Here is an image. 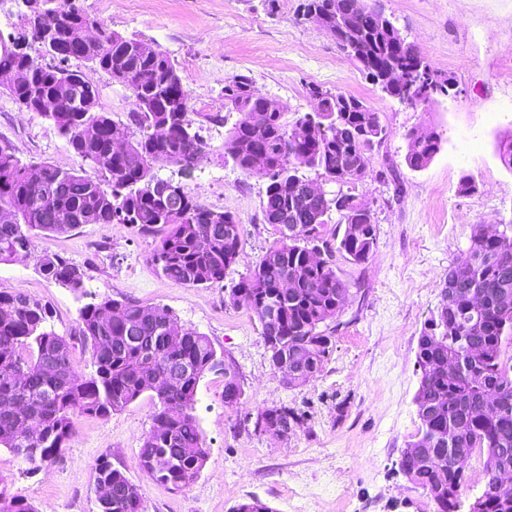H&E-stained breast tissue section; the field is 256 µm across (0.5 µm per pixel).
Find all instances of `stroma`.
Wrapping results in <instances>:
<instances>
[{
    "instance_id": "stroma-1",
    "label": "stroma",
    "mask_w": 512,
    "mask_h": 512,
    "mask_svg": "<svg viewBox=\"0 0 512 512\" xmlns=\"http://www.w3.org/2000/svg\"><path fill=\"white\" fill-rule=\"evenodd\" d=\"M301 0H78L88 15L126 38L151 44L177 64L207 144L192 171L159 163V178L183 185L200 203L241 222L242 251L224 284L188 287L165 278L152 262L158 236L127 224H86L33 241V255L0 263V290H20L52 313L55 331L78 333L80 308L104 298L163 307L185 328L205 334L222 351L244 392L237 410L224 405V375L209 372L198 387L194 413L210 456L200 476L174 490L151 480L140 448L153 426L157 401L142 395L107 417L81 414L60 462L29 471L0 447V490L28 499L37 512H98L95 467L109 458L139 492L142 512H232L255 497L273 512H435L426 492L399 470L420 421L413 397L420 372L415 352L426 319L440 301L449 264L468 244L474 225H512V170L499 142L512 133V0H366L381 9L408 42L454 82L432 102L401 103L374 85L334 37L304 20ZM99 92L98 109L127 125L130 91L101 69L74 60ZM251 78L257 95L277 100L285 122L313 111L308 85L362 99L388 136L352 194L372 201L378 243L361 266L336 257L348 287L335 349L317 378L287 387L269 364L253 313L232 306L225 287L254 268L275 242L262 221L264 180L245 176L224 155L239 118L224 107L228 77ZM220 112L224 121L207 122ZM439 133L429 165L405 162L410 131ZM25 163L78 167L79 158L48 121L21 111L0 91V141ZM392 163L401 181L377 178ZM474 185L460 190L463 180ZM49 251L78 265L85 294L43 276L37 253ZM288 406L304 421L287 437L256 434L250 416Z\"/></svg>"
}]
</instances>
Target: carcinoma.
<instances>
[{"label":"carcinoma","mask_w":512,"mask_h":512,"mask_svg":"<svg viewBox=\"0 0 512 512\" xmlns=\"http://www.w3.org/2000/svg\"><path fill=\"white\" fill-rule=\"evenodd\" d=\"M301 9L305 20L332 25L336 11L345 13L349 24L339 33V46L369 79L390 71V84L379 87L391 97L426 103L435 97L431 78L450 81L363 0H304ZM87 18L71 0H57L28 30L23 50L0 37V73L29 72L8 94L17 103L43 104L36 113L54 124L82 162L77 169L28 165L0 141V263L28 256L34 234L52 237L84 224L121 223L142 236L163 232L152 262L167 279L219 285L241 253L238 217L202 205L182 185L153 173L161 162L192 170L206 149L174 61L114 32L54 66L40 61L46 41L69 44ZM72 59L108 72L130 90V118L139 137L130 139L126 128L97 110L98 91L90 81L58 96L59 78L73 72L67 65ZM309 92L318 98L317 110L296 119L307 129L294 140L283 107L256 95L248 76L234 75L224 85V106L239 114L224 154L245 175L266 180L263 221L277 234L251 273L230 286L228 300L257 317L270 366L290 388L315 379L332 353V323L348 292L335 254L363 265L375 253L373 205L343 186L368 170L373 150L387 137L378 112L362 100L317 85ZM406 138L405 161L414 171L440 150L435 132ZM305 169L340 189L326 199L311 195ZM335 214L333 246L325 227ZM37 264L46 278L75 292L84 288L83 272L65 258L44 251ZM51 318L49 308L28 294L0 290V447L36 469L62 458L76 415L108 417L149 393L158 408L140 448L144 472L173 489L194 482L209 458L194 415L197 389L205 373L225 370L224 355L166 308L105 298L79 312V341L90 352V371L80 373L72 362L74 344L55 332ZM416 362L420 425L402 452L400 469L426 491L435 512H462L464 506L467 512H512V494L493 485L495 475L512 471V234H490L485 225H475L467 248L448 266L440 302L418 338ZM242 395L238 380L224 377V406L236 410ZM301 422L294 409L280 406L258 412L253 428L286 434ZM455 448L485 451L486 484L475 506L463 501L468 476L457 467ZM96 472L97 483L110 488L101 512H141L136 487L111 461L101 458ZM0 512L37 510L26 498L0 491Z\"/></svg>","instance_id":"carcinoma-1"}]
</instances>
